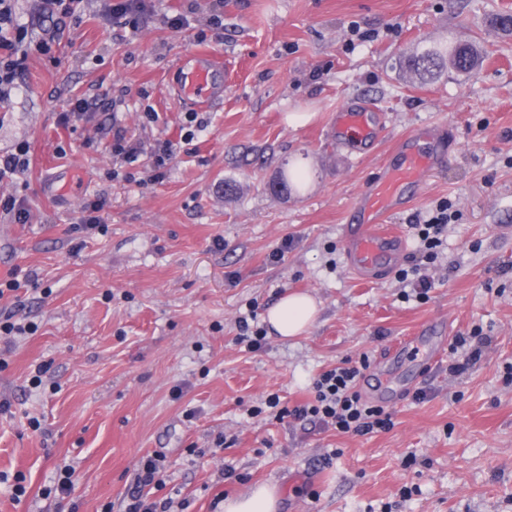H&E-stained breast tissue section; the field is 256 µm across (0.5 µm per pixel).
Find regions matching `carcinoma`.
Masks as SVG:
<instances>
[{
	"mask_svg": "<svg viewBox=\"0 0 512 512\" xmlns=\"http://www.w3.org/2000/svg\"><path fill=\"white\" fill-rule=\"evenodd\" d=\"M479 50L467 43L440 42L422 47L402 56L399 64L403 71L423 82H433L443 73L454 70L462 75L475 73L480 64ZM305 179L301 168L292 171L283 170L270 184L274 194H288L298 191Z\"/></svg>",
	"mask_w": 512,
	"mask_h": 512,
	"instance_id": "obj_1",
	"label": "carcinoma"
}]
</instances>
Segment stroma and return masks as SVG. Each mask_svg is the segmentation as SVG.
<instances>
[{"instance_id": "obj_1", "label": "stroma", "mask_w": 512, "mask_h": 512, "mask_svg": "<svg viewBox=\"0 0 512 512\" xmlns=\"http://www.w3.org/2000/svg\"><path fill=\"white\" fill-rule=\"evenodd\" d=\"M161 8L189 26L153 18L134 32L83 0L63 47L29 56L0 103V153L29 146L27 171L0 194L31 213L19 224L0 212V281L23 283L0 299V319L37 327L11 345L0 338V474L27 485L17 501L0 482V512H126L136 466L155 453L165 485L149 495L168 512H221L262 484L279 512H512V33L493 25L512 0H224L218 29L211 0ZM448 40L481 47L476 75L424 83L400 71L403 52ZM198 49L222 59L230 82L184 145L187 108L171 83ZM77 98L89 109L61 124ZM357 98L382 109L385 135L350 153L330 126ZM421 129L446 131L450 157L391 221L406 231L445 199L458 218L428 270V300L407 301L395 275L351 273L342 226L399 139ZM118 131L140 147L136 163L113 157ZM160 140L179 150L155 181ZM297 164L306 185L274 195L272 180ZM52 166L76 174L75 193L48 189ZM228 180L237 195L225 196ZM93 199L104 229L87 233ZM292 291L316 300L313 323L242 352L241 313L265 315ZM433 322L448 348L413 379L426 400L380 399L390 431L347 436L254 414L273 394L287 407L308 400L323 369L364 354L390 380L410 377L383 356ZM478 326L481 359L449 374L450 343ZM67 465L77 484L63 498L52 488Z\"/></svg>"}]
</instances>
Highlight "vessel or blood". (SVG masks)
I'll list each match as a JSON object with an SVG mask.
<instances>
[{
  "label": "vessel or blood",
  "mask_w": 512,
  "mask_h": 512,
  "mask_svg": "<svg viewBox=\"0 0 512 512\" xmlns=\"http://www.w3.org/2000/svg\"><path fill=\"white\" fill-rule=\"evenodd\" d=\"M192 58L193 65L177 63L174 91L179 100L202 106L223 92L213 76L222 63L218 56L203 50L194 51ZM384 127L381 114L372 104H348L336 113L332 137L337 148L348 151L361 145H375ZM421 137V132L416 131L400 140L399 160L385 167L383 175L363 196L365 220L344 227L346 263L359 280H377L394 268L405 251V241L387 219L397 211L405 187L422 183L446 161L450 144L445 134H437L426 146L421 145ZM401 351L414 356L423 375L433 371L439 359L438 350L423 349L416 335L404 337L388 349L392 355Z\"/></svg>",
  "instance_id": "vessel-or-blood-1"
}]
</instances>
